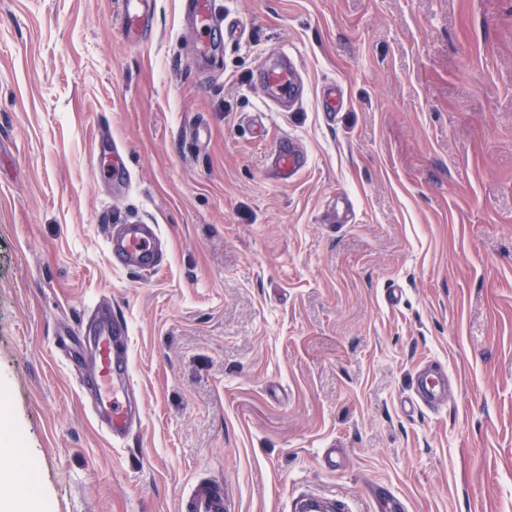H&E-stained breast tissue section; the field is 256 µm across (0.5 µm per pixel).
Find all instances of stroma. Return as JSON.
Returning <instances> with one entry per match:
<instances>
[{
    "label": "stroma",
    "instance_id": "obj_1",
    "mask_svg": "<svg viewBox=\"0 0 512 512\" xmlns=\"http://www.w3.org/2000/svg\"><path fill=\"white\" fill-rule=\"evenodd\" d=\"M151 2L135 48L121 0H0V429L33 498L177 512L207 476L229 512L311 491L377 512L376 485L408 512H512V0H213L239 34L207 57L187 0ZM281 60L283 111L256 88ZM129 221L156 225L159 268L112 260ZM103 306L142 402L116 441L64 356ZM426 359L448 403L406 413ZM273 158L277 172L285 179L291 177L303 165V158L288 137L281 139L276 144Z\"/></svg>",
    "mask_w": 512,
    "mask_h": 512
}]
</instances>
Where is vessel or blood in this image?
Segmentation results:
<instances>
[{
    "label": "vessel or blood",
    "instance_id": "b4317fda",
    "mask_svg": "<svg viewBox=\"0 0 512 512\" xmlns=\"http://www.w3.org/2000/svg\"><path fill=\"white\" fill-rule=\"evenodd\" d=\"M146 0H123V24L132 46H139L151 31L153 17L145 7ZM189 12L202 32H210L218 24L212 0H190ZM297 84L293 69H268L263 72L258 88L268 99L285 100L291 97ZM274 165L283 177H291L303 164V159L290 139H281L273 151ZM109 250L114 259L127 267L155 269L161 262L158 232L153 224H120L109 236ZM124 329L112 313L95 312L80 334L92 365L91 385L97 395L93 408L95 417L115 439H122L133 429L135 422L127 400L129 356L121 352ZM448 374L439 365H426L415 375L411 409L419 406H440L447 402ZM180 512H228L227 500L217 483L200 480L182 497Z\"/></svg>",
    "mask_w": 512,
    "mask_h": 512
}]
</instances>
